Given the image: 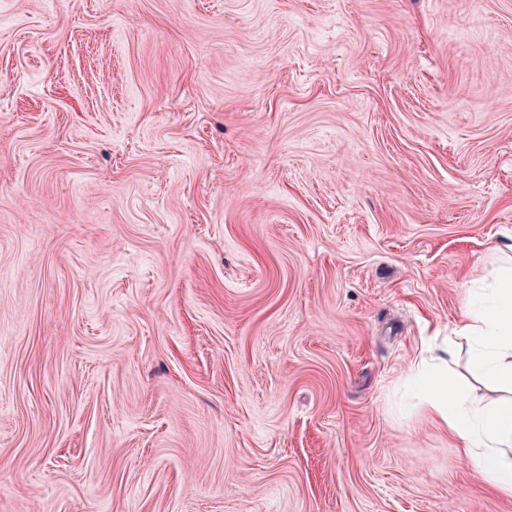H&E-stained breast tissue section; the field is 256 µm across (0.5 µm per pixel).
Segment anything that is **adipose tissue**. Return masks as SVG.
Here are the masks:
<instances>
[{"label":"adipose tissue","instance_id":"obj_1","mask_svg":"<svg viewBox=\"0 0 512 512\" xmlns=\"http://www.w3.org/2000/svg\"><path fill=\"white\" fill-rule=\"evenodd\" d=\"M453 333L469 347L470 379L451 377L444 358H417L408 367L414 395L448 429L461 460L512 496V254L467 288ZM475 380L496 398L474 396Z\"/></svg>","mask_w":512,"mask_h":512}]
</instances>
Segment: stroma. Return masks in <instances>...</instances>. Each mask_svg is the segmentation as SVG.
<instances>
[{
	"label": "stroma",
	"mask_w": 512,
	"mask_h": 512,
	"mask_svg": "<svg viewBox=\"0 0 512 512\" xmlns=\"http://www.w3.org/2000/svg\"><path fill=\"white\" fill-rule=\"evenodd\" d=\"M512 244V0H0V512H512L400 411Z\"/></svg>",
	"instance_id": "stroma-1"
}]
</instances>
